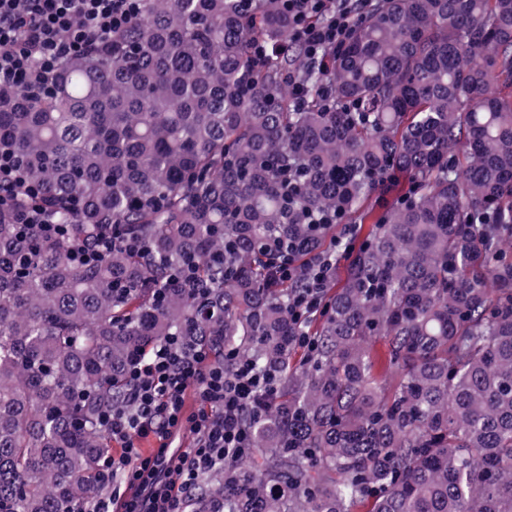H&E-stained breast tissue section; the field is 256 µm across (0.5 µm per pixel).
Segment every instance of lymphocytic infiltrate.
Listing matches in <instances>:
<instances>
[{"label": "lymphocytic infiltrate", "mask_w": 512, "mask_h": 512, "mask_svg": "<svg viewBox=\"0 0 512 512\" xmlns=\"http://www.w3.org/2000/svg\"><path fill=\"white\" fill-rule=\"evenodd\" d=\"M363 0H336V13L323 25L311 14L324 0H281L292 20L291 37L310 61H325L329 48L342 46L362 17ZM137 0H0V89L34 91L62 60L82 54L90 45L111 38L134 14ZM332 264L312 266L305 288L288 302L295 323L323 309L322 292ZM126 377L122 405L102 420L119 456L98 463L104 492L84 512H187L201 478L223 466L228 452L242 454L252 445L245 423L265 410L277 393L278 377L259 371L251 359L231 351L224 360L206 352L187 353L179 337L170 336L147 351H138ZM194 392L198 408L186 412L185 395ZM186 429L192 443L178 453L167 439ZM158 446L144 455L142 440Z\"/></svg>", "instance_id": "1"}]
</instances>
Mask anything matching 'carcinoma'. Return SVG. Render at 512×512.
Returning a JSON list of instances; mask_svg holds the SVG:
<instances>
[{
  "label": "carcinoma",
  "mask_w": 512,
  "mask_h": 512,
  "mask_svg": "<svg viewBox=\"0 0 512 512\" xmlns=\"http://www.w3.org/2000/svg\"><path fill=\"white\" fill-rule=\"evenodd\" d=\"M291 27L280 0H138L39 92L0 90V512L99 496V415L167 336L279 379L193 512H512V0H372L326 67ZM338 223L360 243L336 254ZM278 238L306 243L292 280ZM328 256L342 283L298 325ZM331 267L332 262L327 259L319 260L311 267L305 288H300L289 298L288 307L295 323L301 324L309 315L323 311L322 292L327 286Z\"/></svg>",
  "instance_id": "obj_1"
}]
</instances>
